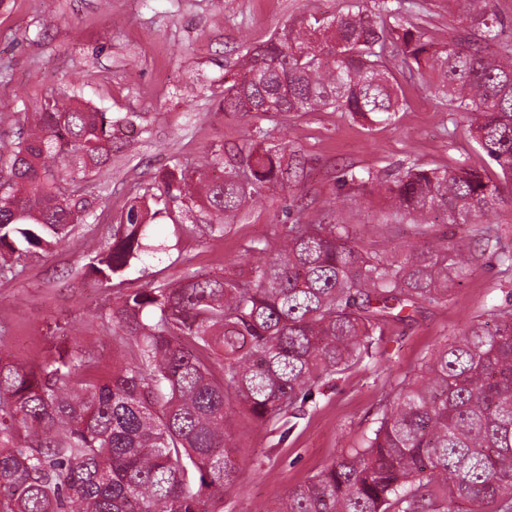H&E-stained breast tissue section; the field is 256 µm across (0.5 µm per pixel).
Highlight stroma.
Returning <instances> with one entry per match:
<instances>
[{
	"instance_id": "obj_1",
	"label": "stroma",
	"mask_w": 512,
	"mask_h": 512,
	"mask_svg": "<svg viewBox=\"0 0 512 512\" xmlns=\"http://www.w3.org/2000/svg\"><path fill=\"white\" fill-rule=\"evenodd\" d=\"M402 4V20H421L441 42L465 32L461 0ZM341 7L342 0H111L106 9L100 0H0V70L11 75L0 85V111L16 116L15 123L0 124V136L13 137L46 89L60 84L75 87L116 122L112 168L90 184L112 208L111 221L95 230L99 238L109 239L114 221L161 173L219 148L233 162L255 130L268 131L267 145L298 149L304 166L298 182L250 199L223 237L205 233L209 218L202 214L186 232L158 218L148 231L155 252L132 261L108 285L81 275L87 227L78 225L65 244L24 260L19 276L0 279V362L34 366L56 349H77L97 359L98 376L111 375L129 360L100 320L117 293L179 278L184 256L195 270L234 277L248 267L252 243H274L276 232L291 224H354L369 239L406 248L416 241L414 228L387 223L375 181L409 163L462 165L498 182L504 201L489 222L512 244V182L502 180L473 141L467 118L443 108L420 78H401L407 105L391 122L332 111H217L226 65L284 24L329 18ZM509 305L512 268L483 251L447 302L391 321L375 355L315 389L299 416L265 425L231 402L241 475L224 495L223 512L271 507L312 479L375 428L397 385L416 376L437 344L457 336L467 321Z\"/></svg>"
}]
</instances>
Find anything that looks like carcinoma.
<instances>
[{"instance_id": "1", "label": "carcinoma", "mask_w": 512, "mask_h": 512, "mask_svg": "<svg viewBox=\"0 0 512 512\" xmlns=\"http://www.w3.org/2000/svg\"><path fill=\"white\" fill-rule=\"evenodd\" d=\"M462 2L468 34L450 45L402 23L388 0L370 9L345 0L328 21L284 26L224 76L217 111L332 109L390 121L403 109L396 67L466 113L476 144L511 180L512 52L481 46L501 27L491 0ZM112 126L75 91L51 88L26 131L0 140L1 277L105 212L106 197L82 182L110 170ZM265 138L251 134L237 165L212 151L163 173L156 209L131 206L110 241L87 250V273L112 283L173 206L206 210L209 233L221 235L246 198L288 187L297 164ZM379 190L423 242L400 251L353 224H290L276 250L247 249L253 262L236 278L189 272L118 294L101 319L130 362L107 381L82 378L93 361L76 350L28 369L0 363V512H220L239 472L228 396L259 422H277L370 356L386 321L448 301L478 263L471 236L512 264V249L483 225L502 197L480 172L413 164ZM438 220L473 228L436 237ZM274 512H512V305L439 345L360 446Z\"/></svg>"}]
</instances>
